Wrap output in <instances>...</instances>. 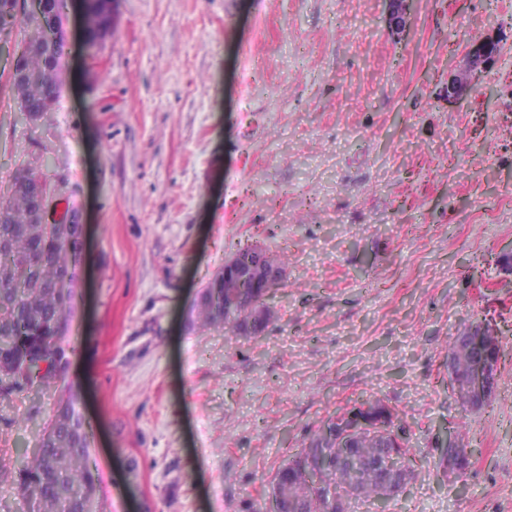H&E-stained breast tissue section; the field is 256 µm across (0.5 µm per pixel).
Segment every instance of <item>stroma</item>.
I'll return each mask as SVG.
<instances>
[{"label": "stroma", "instance_id": "stroma-1", "mask_svg": "<svg viewBox=\"0 0 512 512\" xmlns=\"http://www.w3.org/2000/svg\"><path fill=\"white\" fill-rule=\"evenodd\" d=\"M87 52L63 24L51 112L18 118L0 58V197L46 177L49 216L85 226L67 373L0 400V512L58 405L93 425L97 512H266L289 449L376 399L414 475L389 512H512V0H110ZM501 35L480 91L470 41ZM287 256L278 320L256 337L202 327L198 301L237 243ZM493 320L491 404L448 386L453 334ZM473 450L441 464L447 435ZM141 485L129 489L124 463ZM389 3L387 23L391 30L402 33L407 24L409 4L413 0H387Z\"/></svg>", "mask_w": 512, "mask_h": 512}]
</instances>
